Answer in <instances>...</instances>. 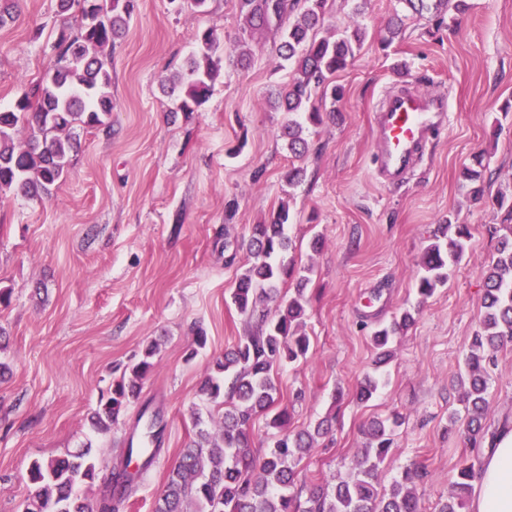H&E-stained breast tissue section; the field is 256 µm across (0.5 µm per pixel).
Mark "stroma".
Listing matches in <instances>:
<instances>
[{
  "label": "stroma",
  "mask_w": 512,
  "mask_h": 512,
  "mask_svg": "<svg viewBox=\"0 0 512 512\" xmlns=\"http://www.w3.org/2000/svg\"><path fill=\"white\" fill-rule=\"evenodd\" d=\"M455 18H408L386 43L400 0H329L327 35L361 27L365 40L335 75L343 96L336 122L310 129L305 177L288 187L295 162L280 129L284 112L269 97L292 78L277 57L274 33L248 42V66L237 63L243 20L238 0H208L205 12L170 0H137L126 37L100 56L112 75V112L104 125L81 130L66 178L51 197L0 200V329L9 338L0 361V512H22L33 461L89 442L97 466L114 461L140 435L141 410L159 413L161 451L135 484L121 512H153L182 448L194 438L193 411L208 426L223 407L199 388L214 359L244 336L248 324L231 301L236 269L225 246L248 238L252 225L288 206V254L312 267L304 321L306 358L281 366L284 399L295 430L335 416L332 441L300 463V479L337 483L351 472L374 417L401 412L395 448L381 466L378 490L405 467L422 512L453 491L460 459L481 465L485 448L449 434L464 417L457 376L483 307L484 268L497 241L494 212L469 202L460 174L482 156L490 191L512 192V0H465ZM64 24L55 0H23L20 15L0 26V108L55 63ZM216 28L223 61L208 101L181 112L161 86L198 49L196 32ZM405 79L445 95L448 125L432 140L406 182L386 184L374 170L373 108ZM469 225L468 252L447 285L418 302L414 278L428 238L445 221ZM321 235L324 245L307 243ZM418 307L414 326L398 337L384 384L358 401L374 373L368 336L375 322ZM207 343L196 348V331ZM159 340L157 366L109 434L93 435L89 416L102 391ZM485 423L512 426V341L488 368Z\"/></svg>",
  "instance_id": "1"
}]
</instances>
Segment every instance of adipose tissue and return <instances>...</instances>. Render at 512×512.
Returning a JSON list of instances; mask_svg holds the SVG:
<instances>
[{
  "label": "adipose tissue",
  "mask_w": 512,
  "mask_h": 512,
  "mask_svg": "<svg viewBox=\"0 0 512 512\" xmlns=\"http://www.w3.org/2000/svg\"><path fill=\"white\" fill-rule=\"evenodd\" d=\"M471 512H512V430H504L477 473Z\"/></svg>",
  "instance_id": "adipose-tissue-1"
}]
</instances>
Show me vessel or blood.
Segmentation results:
<instances>
[{
	"mask_svg": "<svg viewBox=\"0 0 512 512\" xmlns=\"http://www.w3.org/2000/svg\"><path fill=\"white\" fill-rule=\"evenodd\" d=\"M378 154L374 165L383 181L401 180L422 157L428 142L447 124L440 96L403 85L389 93L375 110Z\"/></svg>",
	"mask_w": 512,
	"mask_h": 512,
	"instance_id": "b4317fda",
	"label": "vessel or blood"
}]
</instances>
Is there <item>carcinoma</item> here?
Masks as SVG:
<instances>
[{"label": "carcinoma", "mask_w": 512, "mask_h": 512, "mask_svg": "<svg viewBox=\"0 0 512 512\" xmlns=\"http://www.w3.org/2000/svg\"><path fill=\"white\" fill-rule=\"evenodd\" d=\"M243 33L272 29L279 33L278 57L292 66L287 87L271 94L274 107L287 113L281 136L288 150L302 157L308 150L305 131L336 120V108L316 104V98L336 102L342 90L329 77L344 69L363 42V32L353 30L336 36H322L328 0H239ZM411 13L438 16L450 0H399ZM79 13L70 32H61L54 44V69L31 85L13 107L0 109V198L22 193L49 196L69 172L70 153L77 145L75 130L101 126L112 112L111 73L90 49L114 46L129 25L134 0H58V12ZM198 53L186 61L185 69L166 79L163 92L178 102L182 112L197 111L208 99L219 70L220 37L215 28L196 33ZM30 131L26 144L16 143L20 129ZM462 181L476 203L484 202L503 214L495 227V256L485 268L483 308L479 330L465 355L466 376L462 401L466 420L463 434L473 448L495 433L483 424L487 406V366L494 352L512 340V197L485 196L482 161L466 168ZM288 206L272 213L268 220L251 227L247 242L240 243L248 254L239 267L232 303L247 318H258L260 328L241 337L236 347L213 361V373L200 387V396L224 406L219 429L203 427L200 413H193L196 428L192 444L183 449L170 471L154 512H418L411 485L423 476L417 469L404 470L390 490L379 494L375 480L393 445L391 431L382 420L368 423V442L357 457L349 478L334 485H296L297 466L314 448L317 439L331 432L329 420L312 430L288 429V406L276 408L280 390L275 368L306 357L310 338L303 317L312 268L301 272L284 263L283 253L292 246L286 232ZM470 238L465 224H442L424 249L415 279L420 299L431 297L446 285L462 263ZM295 277L294 295L280 301L275 310L258 309L277 299L278 283ZM415 322L411 311L380 322L369 336L375 363L384 365L393 356L398 335ZM158 344L148 342L139 358L127 365L110 387L101 393L89 417L93 431L109 432L129 405L140 397L143 382L153 373ZM271 414L274 429L270 444L254 451L251 422L260 414ZM160 417L151 415L147 432L138 446L128 445L124 460L110 467L95 501L82 498L77 488L98 478L94 448L86 443L62 455L35 460L28 472L29 493L23 512H110V504L121 503L160 452ZM473 464L458 471L456 492L437 512H461L471 488Z\"/></svg>", "instance_id": "obj_1"}]
</instances>
